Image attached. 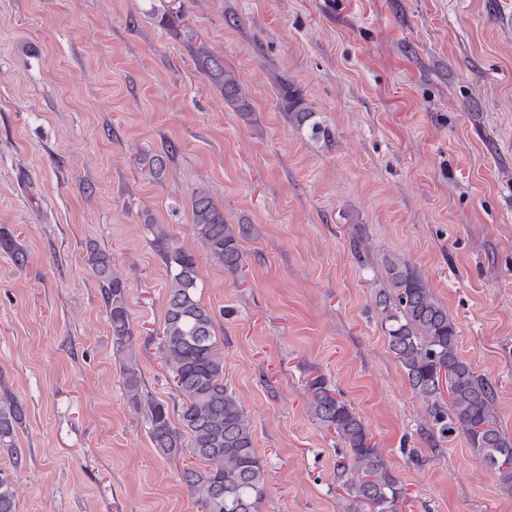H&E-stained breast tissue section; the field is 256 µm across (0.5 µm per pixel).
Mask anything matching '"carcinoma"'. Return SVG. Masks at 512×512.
I'll list each match as a JSON object with an SVG mask.
<instances>
[{"instance_id":"carcinoma-1","label":"carcinoma","mask_w":512,"mask_h":512,"mask_svg":"<svg viewBox=\"0 0 512 512\" xmlns=\"http://www.w3.org/2000/svg\"><path fill=\"white\" fill-rule=\"evenodd\" d=\"M194 53L224 102L249 116L252 108L245 88L224 60L202 43ZM170 154L169 149L142 154L136 161L147 165L160 180ZM192 222L214 262L230 273L243 272L246 253L240 239L247 226L229 223L204 188L192 191ZM150 228L152 244L168 274L160 350L178 394L172 406L143 392L126 285L112 271V255L92 249L88 257L102 288L126 397L143 413L159 455L185 453L196 461L183 468L181 482L202 512H258L267 472L255 449L250 416L224 385V342L217 339L211 310L197 295V262L157 225ZM0 247L11 252L16 263L25 262L26 252L3 229ZM384 262L387 280L375 290V305L383 315L388 349L425 404L430 431L442 439L463 438L488 474L512 482V439L500 426L493 383L460 358L457 325L417 269L395 255L385 257ZM306 389L314 415L345 445L343 461L336 465V482L352 498L353 512H405L406 487L351 405L338 397L322 375L308 379ZM23 416L24 408L15 398H0V450L12 456L19 455L15 433ZM0 512H16L10 477L2 471Z\"/></svg>"}]
</instances>
